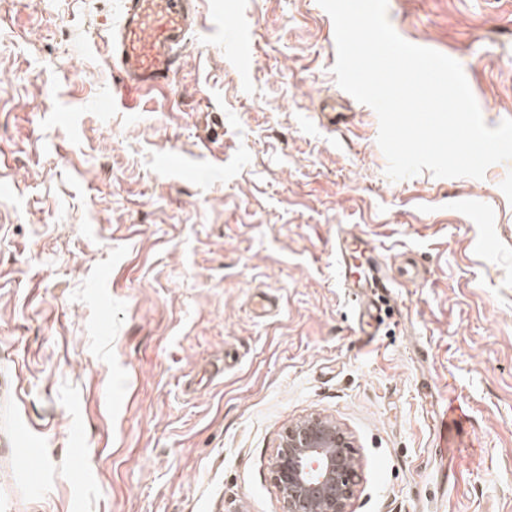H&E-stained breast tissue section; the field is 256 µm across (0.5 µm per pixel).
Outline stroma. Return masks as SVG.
I'll return each instance as SVG.
<instances>
[{
    "mask_svg": "<svg viewBox=\"0 0 512 512\" xmlns=\"http://www.w3.org/2000/svg\"><path fill=\"white\" fill-rule=\"evenodd\" d=\"M117 10L0 0V512H282L270 458L311 414L352 438V512H512V162L391 181L317 0H201L224 33L113 98ZM388 19L512 118V0ZM340 229L420 270L370 345Z\"/></svg>",
    "mask_w": 512,
    "mask_h": 512,
    "instance_id": "35a3bbf8",
    "label": "stroma"
}]
</instances>
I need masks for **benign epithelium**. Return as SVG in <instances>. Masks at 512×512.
I'll use <instances>...</instances> for the list:
<instances>
[{
	"label": "benign epithelium",
	"mask_w": 512,
	"mask_h": 512,
	"mask_svg": "<svg viewBox=\"0 0 512 512\" xmlns=\"http://www.w3.org/2000/svg\"><path fill=\"white\" fill-rule=\"evenodd\" d=\"M270 470L283 512H351L360 473L352 438L335 420L312 414L289 424Z\"/></svg>",
	"instance_id": "benign-epithelium-1"
}]
</instances>
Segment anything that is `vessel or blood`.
I'll return each instance as SVG.
<instances>
[{"label": "vessel or blood", "instance_id": "obj_1", "mask_svg": "<svg viewBox=\"0 0 512 512\" xmlns=\"http://www.w3.org/2000/svg\"><path fill=\"white\" fill-rule=\"evenodd\" d=\"M197 25L198 0H120L110 40L118 92L128 97L168 84ZM336 261L340 286L355 306L358 335H377L382 304L395 285L389 268L355 234L337 235Z\"/></svg>", "mask_w": 512, "mask_h": 512}]
</instances>
